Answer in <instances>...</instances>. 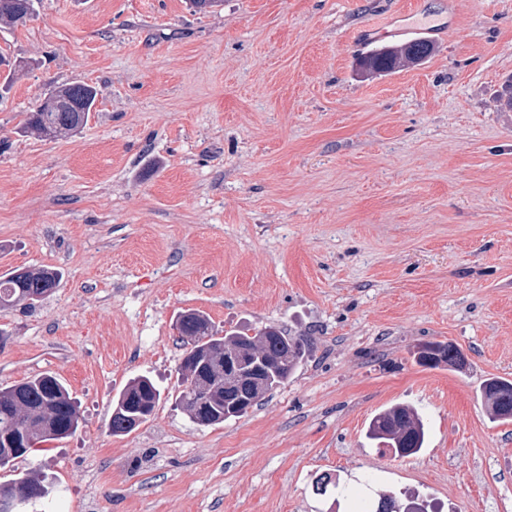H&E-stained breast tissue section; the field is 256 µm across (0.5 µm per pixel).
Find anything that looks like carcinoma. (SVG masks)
Listing matches in <instances>:
<instances>
[{
	"label": "carcinoma",
	"mask_w": 512,
	"mask_h": 512,
	"mask_svg": "<svg viewBox=\"0 0 512 512\" xmlns=\"http://www.w3.org/2000/svg\"><path fill=\"white\" fill-rule=\"evenodd\" d=\"M31 14L24 10L20 0H0V25L14 26L25 23ZM420 45L428 54L434 48L426 41L385 47L369 52L363 58L366 71L378 73L382 69L393 71L412 64L411 48ZM99 90L84 82H72L53 88L40 104L38 111L27 113L20 128L23 133L40 137H57L74 133L78 115L69 112L58 101L70 99L83 105V119H88L96 104ZM61 271L53 268H34L27 271L24 278L16 275V270L0 275V310L19 303L31 308L49 296L57 288ZM183 345L189 346L184 362H191L198 350H218L223 346H236L251 354L258 362L261 376L266 382V392L284 385L302 363L308 350V341L302 337H292L279 327L266 326L252 336L226 332L219 336L210 320L194 310L180 314L177 326ZM452 345L435 341L425 344L418 363L428 368L442 365L457 368L450 356ZM480 398L487 399L485 406L490 419L512 421V381L501 377L484 380L479 389ZM159 399V390L147 377L129 381L113 403L110 430L114 435L131 432L126 425L128 417L139 416L146 421L154 411ZM80 411L78 403L71 397L67 388L54 376L42 375L36 378L0 388V436L6 432L21 433L38 422L49 423L54 428L52 439L61 440L72 436L79 427ZM366 438L379 448H389L398 457L415 455L424 448L428 429L418 409L410 404L396 403L375 414L366 428ZM333 486L336 495L357 502L358 512H380V503L389 498L387 493L373 496L369 493L372 481L365 480L364 490L359 491L350 485L324 474L315 481L314 490L323 495L328 486ZM42 486V480L31 473H24L7 484H0V499L12 498L24 488Z\"/></svg>",
	"instance_id": "cac0c4a2"
}]
</instances>
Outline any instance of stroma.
Here are the masks:
<instances>
[{
  "label": "stroma",
  "mask_w": 512,
  "mask_h": 512,
  "mask_svg": "<svg viewBox=\"0 0 512 512\" xmlns=\"http://www.w3.org/2000/svg\"><path fill=\"white\" fill-rule=\"evenodd\" d=\"M410 3L36 0L0 27V274L63 273L0 311V386L57 375L82 415L1 483L41 474L39 512H353L313 485L366 476L433 512H512V421L477 395L512 380V0H453L431 57L362 72L365 24ZM77 81L100 91L79 132L20 133ZM189 309L311 351L260 406L198 426L179 404ZM429 341L466 367L418 365ZM141 375L160 399L112 435ZM397 402L429 426L406 458L365 437Z\"/></svg>",
  "instance_id": "1"
}]
</instances>
